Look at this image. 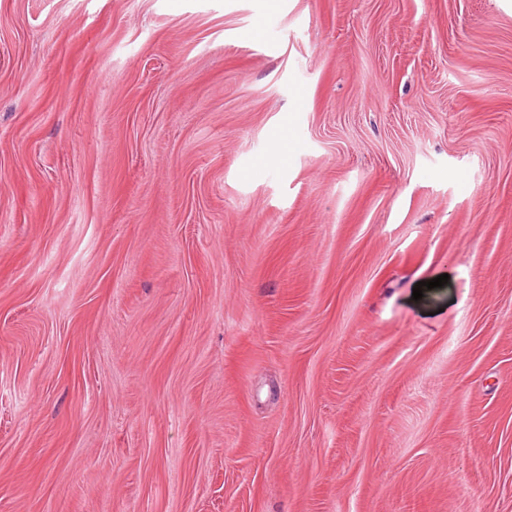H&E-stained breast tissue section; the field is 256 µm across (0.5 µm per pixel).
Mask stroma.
Instances as JSON below:
<instances>
[{"label":"stroma","instance_id":"stroma-1","mask_svg":"<svg viewBox=\"0 0 512 512\" xmlns=\"http://www.w3.org/2000/svg\"><path fill=\"white\" fill-rule=\"evenodd\" d=\"M0 512H512V0H0Z\"/></svg>","mask_w":512,"mask_h":512}]
</instances>
